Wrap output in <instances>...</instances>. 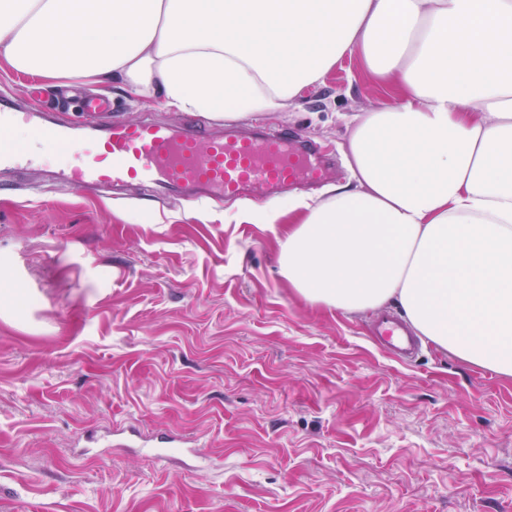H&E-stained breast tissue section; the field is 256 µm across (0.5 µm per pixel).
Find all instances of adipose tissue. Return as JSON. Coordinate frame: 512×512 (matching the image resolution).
Listing matches in <instances>:
<instances>
[{
    "mask_svg": "<svg viewBox=\"0 0 512 512\" xmlns=\"http://www.w3.org/2000/svg\"><path fill=\"white\" fill-rule=\"evenodd\" d=\"M356 54L396 83L353 116L348 184L242 213L298 214L281 277L512 378V0H0V60L231 123L278 112Z\"/></svg>",
    "mask_w": 512,
    "mask_h": 512,
    "instance_id": "obj_1",
    "label": "adipose tissue"
}]
</instances>
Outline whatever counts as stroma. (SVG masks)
<instances>
[{
  "label": "stroma",
  "instance_id": "1",
  "mask_svg": "<svg viewBox=\"0 0 512 512\" xmlns=\"http://www.w3.org/2000/svg\"><path fill=\"white\" fill-rule=\"evenodd\" d=\"M86 90L116 121L187 118ZM394 96L348 57L256 121L343 184L346 117ZM2 101L85 120L9 70ZM234 208L0 171V512H512V379L427 340L390 358L374 312L304 302ZM124 424L141 442L103 447Z\"/></svg>",
  "mask_w": 512,
  "mask_h": 512
}]
</instances>
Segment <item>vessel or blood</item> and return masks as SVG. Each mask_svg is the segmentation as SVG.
Listing matches in <instances>:
<instances>
[{"label": "vessel or blood", "instance_id": "vessel-or-blood-1", "mask_svg": "<svg viewBox=\"0 0 512 512\" xmlns=\"http://www.w3.org/2000/svg\"><path fill=\"white\" fill-rule=\"evenodd\" d=\"M10 119L28 125L35 139L54 153L77 155V162L62 166L59 176L63 183L85 188L136 183L150 186L163 198L187 186L196 200L232 199L256 187L279 193L325 178L319 146L284 130L216 133L193 119L178 126L109 121L87 146L55 120L20 110L11 112ZM30 161L28 145L0 142L1 170H16ZM376 333L395 353L408 352L415 343L404 325L389 317L378 323Z\"/></svg>", "mask_w": 512, "mask_h": 512}]
</instances>
